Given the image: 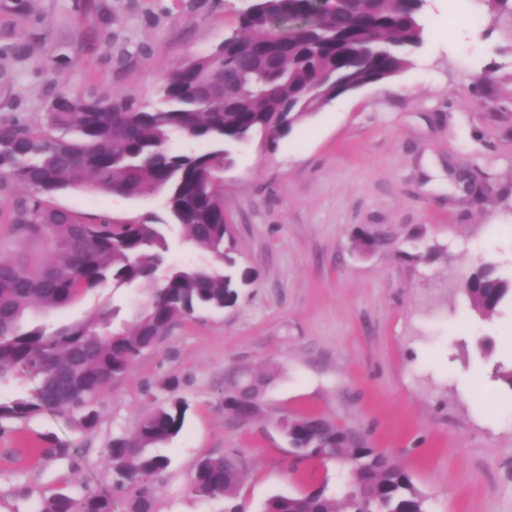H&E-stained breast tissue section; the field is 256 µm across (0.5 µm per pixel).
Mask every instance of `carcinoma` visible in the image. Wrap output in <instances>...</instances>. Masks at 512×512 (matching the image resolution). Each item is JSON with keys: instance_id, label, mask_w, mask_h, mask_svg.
<instances>
[{"instance_id": "1", "label": "carcinoma", "mask_w": 512, "mask_h": 512, "mask_svg": "<svg viewBox=\"0 0 512 512\" xmlns=\"http://www.w3.org/2000/svg\"><path fill=\"white\" fill-rule=\"evenodd\" d=\"M421 9L419 0H334L329 8L315 0H253L252 12L239 18L235 45L220 43L177 67L155 105L131 94L59 92L40 123L0 122V192H22L12 210L13 233L45 240L50 253L39 263L0 258V383L17 369L37 380L31 396L0 399V426L52 411L94 430L102 393L172 323L200 308L234 306L237 284L250 272L237 269L224 214L222 173L233 161L231 148L256 133L273 144L320 105L399 73L408 65L405 50L423 41ZM175 133L210 149L174 153ZM72 186L126 198L158 193L165 217L75 216L53 207L51 198ZM175 230L178 245L202 248L211 260L171 264ZM109 282L142 290L131 322L103 333L102 311L49 334L26 327L28 312L66 309ZM464 289L486 314L512 299V279L486 266ZM271 375L228 368L224 411L252 421ZM186 411L173 398L144 415L131 434L110 441L112 487L129 493V512H152L153 478L169 460L150 449L180 433ZM281 427L304 459L351 461L352 479L337 494L325 486L275 494L262 512H428L410 473L362 438L315 414ZM43 443L47 457L71 452L55 435ZM242 473L234 452L206 456L190 489L204 499L224 498V512H241ZM113 505L107 494L57 493L40 512H113Z\"/></svg>"}]
</instances>
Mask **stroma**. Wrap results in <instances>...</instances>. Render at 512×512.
I'll return each instance as SVG.
<instances>
[{"instance_id": "stroma-1", "label": "stroma", "mask_w": 512, "mask_h": 512, "mask_svg": "<svg viewBox=\"0 0 512 512\" xmlns=\"http://www.w3.org/2000/svg\"><path fill=\"white\" fill-rule=\"evenodd\" d=\"M249 0H0V120L40 122L65 89L155 99L180 63L237 26ZM424 39L400 74L325 103L268 144L255 135L224 169L234 306L175 321L101 395L95 431L45 411L0 431V512H38L59 489L111 490L105 450L171 398L181 432L155 447L168 467L153 512H224L189 487L198 460L237 452L240 501L335 488L341 465L294 461L279 427L320 415L387 451L429 512H512V304L477 311L463 288L481 265L512 278V7L427 0ZM492 78L476 84L475 76ZM76 215L161 213L162 198L69 188ZM0 193V257L49 256L18 242ZM137 288L104 285L41 317L48 330L102 307L128 316ZM272 366L259 417L225 413L228 366ZM69 443L47 459L44 434Z\"/></svg>"}]
</instances>
